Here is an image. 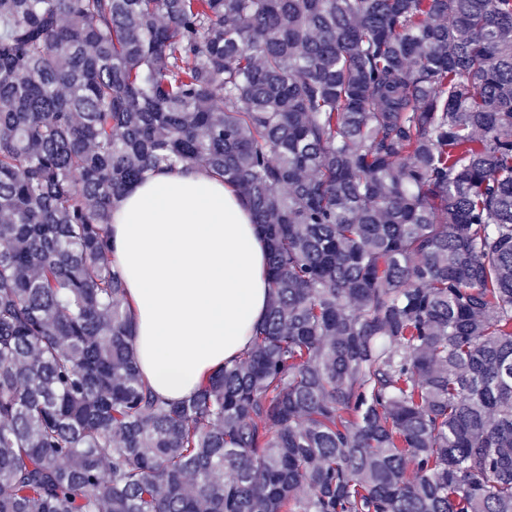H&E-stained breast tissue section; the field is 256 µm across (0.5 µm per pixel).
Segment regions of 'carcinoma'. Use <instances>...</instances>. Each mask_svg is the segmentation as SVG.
I'll use <instances>...</instances> for the list:
<instances>
[{
  "mask_svg": "<svg viewBox=\"0 0 512 512\" xmlns=\"http://www.w3.org/2000/svg\"><path fill=\"white\" fill-rule=\"evenodd\" d=\"M180 166L271 300L170 403L110 224ZM0 512H512V0H0Z\"/></svg>",
  "mask_w": 512,
  "mask_h": 512,
  "instance_id": "carcinoma-1",
  "label": "carcinoma"
}]
</instances>
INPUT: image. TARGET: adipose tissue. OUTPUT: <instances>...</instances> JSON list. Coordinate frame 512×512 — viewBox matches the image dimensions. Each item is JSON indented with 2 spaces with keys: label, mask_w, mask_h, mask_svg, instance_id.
Instances as JSON below:
<instances>
[{
  "label": "adipose tissue",
  "mask_w": 512,
  "mask_h": 512,
  "mask_svg": "<svg viewBox=\"0 0 512 512\" xmlns=\"http://www.w3.org/2000/svg\"><path fill=\"white\" fill-rule=\"evenodd\" d=\"M133 347L151 390L190 398L251 344L271 296L268 250L246 200L200 167L160 172L113 206Z\"/></svg>",
  "instance_id": "1"
}]
</instances>
